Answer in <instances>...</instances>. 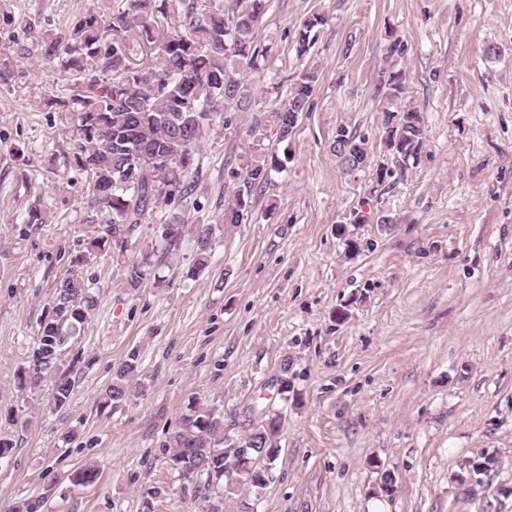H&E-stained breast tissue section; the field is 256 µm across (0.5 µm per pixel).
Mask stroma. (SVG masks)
Here are the masks:
<instances>
[{
  "mask_svg": "<svg viewBox=\"0 0 512 512\" xmlns=\"http://www.w3.org/2000/svg\"><path fill=\"white\" fill-rule=\"evenodd\" d=\"M119 3L0 0V411L20 419L0 461V512L25 498L41 512H197L200 485L161 448L195 401L222 406L234 432L256 404L282 411L261 501L243 491L224 512H512V0H267L249 109L202 143L194 204L163 208L127 252L100 255L86 249L103 227L86 221L59 105L73 76L43 60L38 36ZM314 12L327 22L298 54ZM393 66L426 139L405 178L380 185L344 174L332 146L345 124L381 161L378 81ZM306 70L318 76L312 104L276 144L284 168L255 190L247 221L216 232L199 279L183 276L188 234L155 278L127 288L128 262L172 215L215 223L253 115L283 104ZM37 199L48 221L26 223ZM383 211L392 223H378ZM72 275L98 303L56 410L48 386L21 389L17 374ZM133 349L144 391L106 404ZM483 453L498 467L469 484ZM87 465L97 482L76 483Z\"/></svg>",
  "mask_w": 512,
  "mask_h": 512,
  "instance_id": "stroma-1",
  "label": "stroma"
}]
</instances>
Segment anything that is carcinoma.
Segmentation results:
<instances>
[{"label":"carcinoma","mask_w":512,"mask_h":512,"mask_svg":"<svg viewBox=\"0 0 512 512\" xmlns=\"http://www.w3.org/2000/svg\"><path fill=\"white\" fill-rule=\"evenodd\" d=\"M174 2L177 28L155 33L156 16ZM266 0H122L109 12L90 9L78 15L68 34L41 35L44 58L59 59L77 75L72 94L64 101L72 113L74 167L86 177V221L105 225L90 241L97 252L113 247L126 251L127 243L162 207L188 203L196 189V155L216 120H232L223 112L232 103L247 100L241 79L259 69L254 32L262 21ZM326 23L320 13L301 24L297 51L306 53L311 33ZM141 30L152 44L150 59L136 66L127 59L123 34ZM317 82L315 72L299 74L280 107L253 117L252 146L242 165L232 199L218 221L235 226L247 220L253 192L283 168L275 149L265 144L269 135L283 142L294 124L308 111ZM382 153L385 162L375 170L378 184L405 174L414 166L425 138L420 112L404 100V74L391 68L381 72ZM336 157L347 167L356 161L353 148L364 140L345 125ZM215 224H195V261L187 271L194 278L207 267L213 250ZM182 224H164L153 255L166 261L179 249ZM151 263L131 262L125 280L138 287ZM97 296L84 280L67 277L55 289L51 312L40 322L36 347L18 373L24 386L50 385V404L64 407L74 387L73 369L64 358L96 309ZM139 355L132 351L105 389V399L119 406L142 391L133 381ZM281 421L274 411L254 413L239 433L224 425V409L193 403L161 448L172 469L202 484L204 508L238 494L244 486L259 500L268 484L259 475L280 452Z\"/></svg>","instance_id":"cac0c4a2"}]
</instances>
